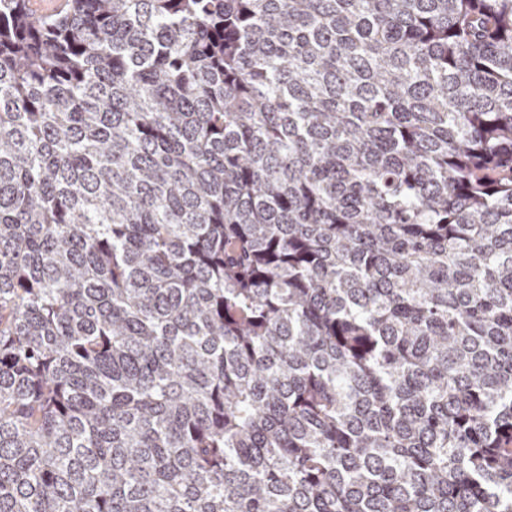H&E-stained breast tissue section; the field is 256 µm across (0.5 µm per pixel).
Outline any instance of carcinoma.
<instances>
[{
    "label": "carcinoma",
    "instance_id": "obj_1",
    "mask_svg": "<svg viewBox=\"0 0 512 512\" xmlns=\"http://www.w3.org/2000/svg\"><path fill=\"white\" fill-rule=\"evenodd\" d=\"M0 512H512V0H0Z\"/></svg>",
    "mask_w": 512,
    "mask_h": 512
}]
</instances>
